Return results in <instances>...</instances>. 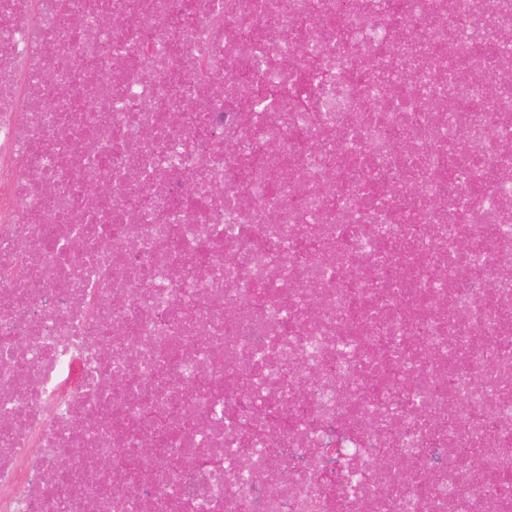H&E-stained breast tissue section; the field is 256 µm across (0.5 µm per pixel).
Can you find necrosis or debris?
<instances>
[{
	"label": "necrosis or debris",
	"mask_w": 512,
	"mask_h": 512,
	"mask_svg": "<svg viewBox=\"0 0 512 512\" xmlns=\"http://www.w3.org/2000/svg\"><path fill=\"white\" fill-rule=\"evenodd\" d=\"M511 44L512 0H0V512H512Z\"/></svg>",
	"instance_id": "obj_1"
}]
</instances>
